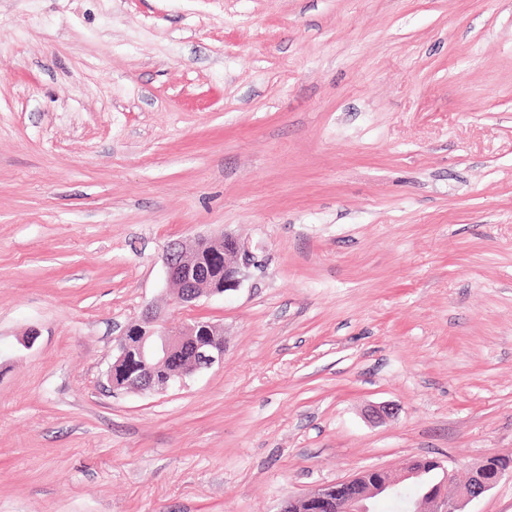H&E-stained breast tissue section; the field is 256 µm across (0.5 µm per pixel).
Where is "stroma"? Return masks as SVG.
Returning <instances> with one entry per match:
<instances>
[{
    "label": "stroma",
    "instance_id": "35a3bbf8",
    "mask_svg": "<svg viewBox=\"0 0 512 512\" xmlns=\"http://www.w3.org/2000/svg\"><path fill=\"white\" fill-rule=\"evenodd\" d=\"M219 229L223 365L110 391L146 304L183 320L168 245ZM490 454L512 0H0V512H278L420 457L512 512V475L466 497Z\"/></svg>",
    "mask_w": 512,
    "mask_h": 512
}]
</instances>
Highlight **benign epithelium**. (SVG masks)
I'll list each match as a JSON object with an SVG mask.
<instances>
[{
	"label": "benign epithelium",
	"mask_w": 512,
	"mask_h": 512,
	"mask_svg": "<svg viewBox=\"0 0 512 512\" xmlns=\"http://www.w3.org/2000/svg\"><path fill=\"white\" fill-rule=\"evenodd\" d=\"M224 260V285H216L202 273L208 262ZM249 261V253L241 242L224 231L175 241L169 245L165 257L168 278L178 291L169 306L177 311L195 307L202 297L234 290L240 284L241 265ZM221 326L199 319L182 324L170 323L161 313L148 305L141 317L128 325L119 336L117 355L107 370L110 388H116L117 370L125 362L129 346H134L143 364V371L125 386L136 392H164L172 384L187 376L224 363V351L197 341L208 333L212 336ZM192 347V356L177 374L161 382L156 367L165 362L179 361V355ZM430 464L442 471V479L424 491L409 505L411 512H464V503L454 499L449 488L453 472L443 461L424 457L409 460L403 469L392 472L383 467L366 468L356 475L321 486L306 494L283 501L279 512H371V503L381 495L395 496L409 484L416 482L419 469ZM503 477L496 469L494 456L485 457L469 471L468 494L478 497L491 490Z\"/></svg>",
	"instance_id": "7a95c632"
}]
</instances>
